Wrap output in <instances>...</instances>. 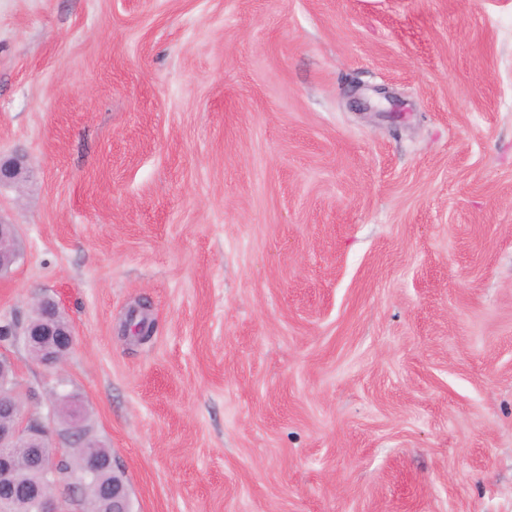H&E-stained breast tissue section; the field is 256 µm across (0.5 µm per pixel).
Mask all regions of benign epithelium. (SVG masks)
Instances as JSON below:
<instances>
[{
	"mask_svg": "<svg viewBox=\"0 0 512 512\" xmlns=\"http://www.w3.org/2000/svg\"><path fill=\"white\" fill-rule=\"evenodd\" d=\"M23 166L24 159L19 156L0 158V185L14 182ZM20 255L17 225L0 220V274L17 263ZM14 335L38 361L54 368L64 365L75 341L72 324L61 312L58 302L47 294L38 297L32 307V318L16 325ZM61 398L71 401L74 408V415L64 430L65 438L73 446L81 445L90 450L87 464L65 473L58 472L55 467L58 451L49 441L45 426L23 412L13 362L7 355L0 354V487L6 490L22 487L10 449L17 445L34 449L43 479L30 501L32 512H67L66 501L56 494L57 487L70 481L73 488L80 491L95 470L108 465L97 453L95 440L86 428L84 401L69 392L61 393ZM98 512H132L124 475L112 473V491L100 497Z\"/></svg>",
	"mask_w": 512,
	"mask_h": 512,
	"instance_id": "7a95c632",
	"label": "benign epithelium"
}]
</instances>
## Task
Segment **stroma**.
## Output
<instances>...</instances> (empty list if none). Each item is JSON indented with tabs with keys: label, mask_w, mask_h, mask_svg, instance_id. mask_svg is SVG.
Wrapping results in <instances>:
<instances>
[{
	"label": "stroma",
	"mask_w": 512,
	"mask_h": 512,
	"mask_svg": "<svg viewBox=\"0 0 512 512\" xmlns=\"http://www.w3.org/2000/svg\"><path fill=\"white\" fill-rule=\"evenodd\" d=\"M17 153L134 512H512V0H0Z\"/></svg>",
	"instance_id": "35a3bbf8"
}]
</instances>
